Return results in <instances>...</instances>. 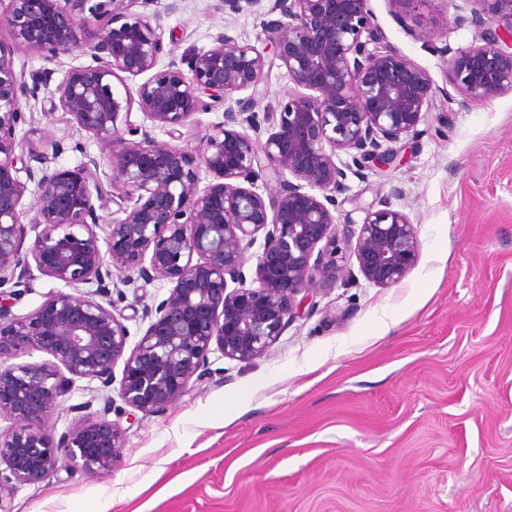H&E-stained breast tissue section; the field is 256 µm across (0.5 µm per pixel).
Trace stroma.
I'll return each instance as SVG.
<instances>
[{
	"instance_id": "obj_1",
	"label": "stroma",
	"mask_w": 512,
	"mask_h": 512,
	"mask_svg": "<svg viewBox=\"0 0 512 512\" xmlns=\"http://www.w3.org/2000/svg\"><path fill=\"white\" fill-rule=\"evenodd\" d=\"M215 0H155L177 54L210 47L227 30L264 46L274 16L243 0L235 13ZM386 42L446 86L443 48L463 49L468 0H432L395 13L370 0ZM86 55L48 61L15 53L14 65L40 74L41 96ZM433 99L412 152L397 169L349 177L344 214L362 223L366 206L398 186L393 208L415 224L421 249L411 273L379 288L364 278L318 292L271 350L250 363L210 356L211 380L164 413L118 415L121 459L111 476L59 471L20 485L9 512H512V93L458 105L456 89ZM246 91L199 113L176 144L199 149L206 133ZM30 142L64 151L48 170L71 169L99 144L69 115L27 112ZM157 280L126 287L118 307L132 338L146 328L133 308L165 298ZM395 319L390 331L382 322ZM97 382L79 380L53 411L56 433L75 405L102 408ZM250 388L248 406L225 416L224 401ZM169 486L138 494L154 472Z\"/></svg>"
}]
</instances>
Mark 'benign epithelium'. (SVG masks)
Instances as JSON below:
<instances>
[{
  "label": "benign epithelium",
  "instance_id": "1",
  "mask_svg": "<svg viewBox=\"0 0 512 512\" xmlns=\"http://www.w3.org/2000/svg\"><path fill=\"white\" fill-rule=\"evenodd\" d=\"M369 2L273 0L270 11L282 19L263 48L226 30L210 48L178 59L165 50L161 17L148 12L154 0H0V29L11 41L0 44V362L29 350L52 357L0 368V417L20 424L0 431V512H8L3 493L17 484L61 470L112 473L123 430L107 418L111 396L96 411L90 401L73 407L78 417L59 436L45 426L76 380H97L104 392L122 359L120 399L158 414L208 379L209 354L245 363L263 357L292 321L315 309L316 290L351 277L337 264L339 243L353 246L359 272L376 287L395 286L413 270L417 228L388 199L366 209L357 228L341 221L348 175L365 181L401 166L439 92L425 69L384 42ZM474 2L481 9L470 20L455 17L474 27L471 44L445 49L452 53L446 79L463 107L512 92V0ZM87 11L105 23L84 40ZM484 13L498 18L496 28L486 26ZM17 50L49 60L90 56L64 72L46 102L100 145L110 172L87 153L74 168L50 172L46 153L18 136L26 124L22 101L38 99L40 79L15 71ZM275 65L294 90L278 110L260 114L261 85ZM146 73L131 94L123 75ZM246 89L250 96L224 111L201 149L151 134L174 139L195 115ZM135 107L151 130L129 141L124 131H133ZM264 124L263 141L243 131L258 133ZM202 171L215 182L200 187ZM260 180L279 183L277 195L264 197ZM29 182L36 191L26 210ZM110 204L116 209L100 235L98 211ZM29 211L31 226L42 230L27 245ZM257 244L249 279L246 251ZM34 269L73 292L53 293L16 315L12 307ZM114 270L124 286L173 284L157 305L134 312L150 324L133 344L126 317L101 302ZM8 283L13 290H2ZM83 285L96 289L83 292Z\"/></svg>",
  "mask_w": 512,
  "mask_h": 512
}]
</instances>
